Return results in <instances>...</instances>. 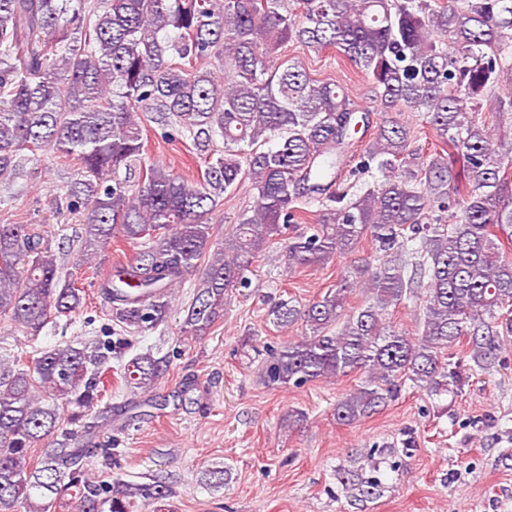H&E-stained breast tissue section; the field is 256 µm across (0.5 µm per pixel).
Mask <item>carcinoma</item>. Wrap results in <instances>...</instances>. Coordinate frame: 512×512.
I'll list each match as a JSON object with an SVG mask.
<instances>
[{
  "instance_id": "1",
  "label": "carcinoma",
  "mask_w": 512,
  "mask_h": 512,
  "mask_svg": "<svg viewBox=\"0 0 512 512\" xmlns=\"http://www.w3.org/2000/svg\"><path fill=\"white\" fill-rule=\"evenodd\" d=\"M289 42L342 52L373 85L379 121L358 113L338 81L280 61ZM505 86L512 0H0V183L38 151L78 162L81 178L66 186L67 208L83 212L76 265L118 236L141 246L100 285L121 333L167 323L172 290L201 265L181 334L204 335L290 224L310 225L286 245L298 266H325L370 239L377 265H351L303 307L274 305L272 323H299L304 336L268 350L262 367L275 387L365 374L336 404L348 425L408 381L432 396L462 390L461 361L448 350L467 341L486 370L512 338V142L493 143L482 116L487 101L493 117L512 121ZM141 112L162 137L190 140L196 178L146 160ZM406 112L423 113L434 132L423 156L411 149ZM364 138L349 175L375 167L383 180L361 193L335 189ZM246 182L252 204L213 243L224 195ZM352 278L372 301L350 313ZM83 300L43 233L0 224V319L37 337L53 317L72 320ZM406 301L422 307L416 339L385 318ZM128 351L121 335L70 339L28 363H0V512H50L63 499L70 512H155L170 496L159 477L96 481L86 458L108 461L112 449L68 447L112 426L95 410L108 375L149 389L170 370L169 356L126 360ZM336 476L362 498L381 494L374 475Z\"/></svg>"
}]
</instances>
